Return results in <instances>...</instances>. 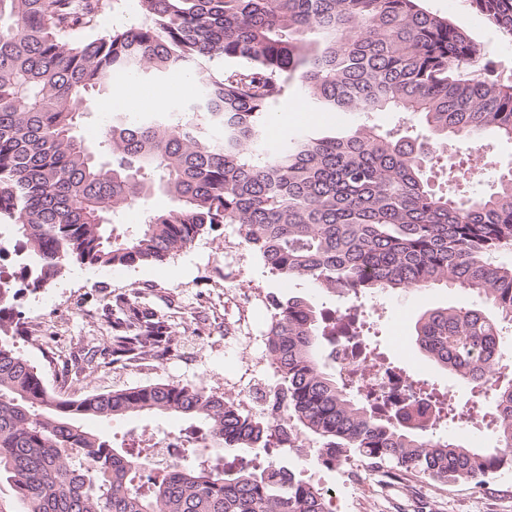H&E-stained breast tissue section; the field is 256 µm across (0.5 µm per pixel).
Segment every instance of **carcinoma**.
I'll return each instance as SVG.
<instances>
[{"mask_svg": "<svg viewBox=\"0 0 512 512\" xmlns=\"http://www.w3.org/2000/svg\"><path fill=\"white\" fill-rule=\"evenodd\" d=\"M423 2L138 0L139 26L78 40L109 0H0V223L11 225L18 257L14 274H0V480L23 512H331L327 494L291 468L246 460L285 442L269 419L280 410L318 439L325 465L360 456L479 484L512 468V380L493 389V450L435 438L410 419L433 395L425 382L411 381L398 408L327 370L322 344L356 335L359 319L329 316L305 295L269 296L265 351L279 383L259 414L202 384L59 399L13 342L15 283L35 292L73 263H163L230 224L270 273L349 301L440 284L477 296V307L425 310L414 337L425 359L480 388L512 325V263L490 260L512 243V169L481 195L452 169L441 189L432 159L449 140L471 152L488 136L512 139V83L492 77L470 34ZM470 3L512 38V0ZM119 72H185L198 92L177 116H116L92 142L83 119ZM293 86L309 108L353 120L269 151L271 108ZM378 112L404 114L426 139L382 128ZM156 193L170 207L113 237L111 217ZM167 339L151 312L132 308L112 326V353L134 359ZM141 413L203 422L211 447L238 464H190L179 452L155 470L145 449L114 448L83 426Z\"/></svg>", "mask_w": 512, "mask_h": 512, "instance_id": "obj_1", "label": "carcinoma"}]
</instances>
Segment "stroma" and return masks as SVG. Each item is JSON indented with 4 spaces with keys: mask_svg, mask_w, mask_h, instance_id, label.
I'll list each match as a JSON object with an SVG mask.
<instances>
[{
    "mask_svg": "<svg viewBox=\"0 0 512 512\" xmlns=\"http://www.w3.org/2000/svg\"><path fill=\"white\" fill-rule=\"evenodd\" d=\"M434 13L465 28L493 61L500 80H512V39L478 14L469 0H424ZM140 89L162 92L171 112L187 109L193 90L185 74L162 77L139 75ZM299 93L279 103L266 130V146L276 149L297 131L345 123L346 115L312 110L296 111ZM449 164L474 169L469 191L489 192L500 169L512 164V142L488 138L485 151L471 157L450 155ZM308 294L318 306L335 308L342 297L303 283L282 285L245 247L231 226L223 225L200 237L192 246L162 264L138 265L113 271L109 267L73 264L49 286L23 293L17 310L26 330L16 348L42 375L47 388L58 379L68 381V395L135 387L156 382L204 384L210 390L241 400L244 409L260 406L242 400L244 377L262 379L275 386L277 376L263 351L267 323L253 322L247 309L266 294ZM466 291L443 285L422 291H383L365 298L364 309L380 350L388 363L407 374L422 376L437 391L452 392L458 406L472 402L470 388L427 361L411 339L417 316L444 305L475 304ZM146 307L154 312L169 334L155 353L152 370L140 371L136 362L114 359L112 308ZM238 325L241 341L224 346V324ZM95 351L93 371H83L85 355ZM165 416L138 415L94 419L86 426L94 433L122 438L131 426L155 433L167 429ZM314 436L306 434L297 445L274 449L280 464L295 471L314 472L315 486L327 492L332 512H512V469L501 470L483 488L466 481L444 483L425 476L386 474L365 468L362 475L341 473L317 459Z\"/></svg>",
    "mask_w": 512,
    "mask_h": 512,
    "instance_id": "1",
    "label": "stroma"
}]
</instances>
